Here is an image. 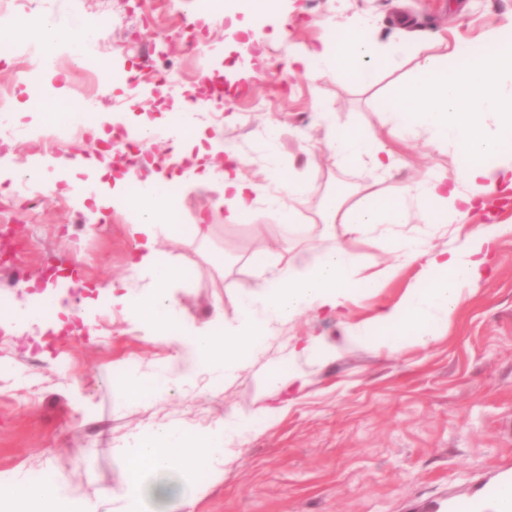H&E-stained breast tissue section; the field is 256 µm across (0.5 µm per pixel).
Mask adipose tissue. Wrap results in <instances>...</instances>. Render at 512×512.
<instances>
[{"label": "adipose tissue", "mask_w": 512, "mask_h": 512, "mask_svg": "<svg viewBox=\"0 0 512 512\" xmlns=\"http://www.w3.org/2000/svg\"><path fill=\"white\" fill-rule=\"evenodd\" d=\"M492 42L494 52L471 66L450 69L423 59L419 78L404 83L388 103L392 133L405 139L425 130L436 149L454 155L458 178L430 177L392 196L376 191L350 204L332 200L325 208L331 223L344 225L351 235L375 236L380 248L394 260L425 259L430 273L425 286L409 290L397 307L379 315V322L391 329L385 338H377L367 325L345 330L333 342L316 341L311 351L332 357L345 345H373L380 340L394 347L405 330L429 342L434 329L447 324L460 304L464 287L480 280L492 235L512 234L511 224L498 225L492 235L478 225L456 249L430 252L426 237L403 239L393 231L394 226L409 223L415 211L430 230L464 222L477 198L512 190V156L502 147L505 136L512 135V30L496 34ZM297 60L312 68L328 63L331 74L339 78L356 70L366 84L372 83L386 64L371 41L366 18L358 14L334 40L305 51ZM328 146L339 162L364 161L380 179L398 162L394 150L359 126L334 128ZM243 163L241 156L230 154L223 164L204 165L193 175L195 182L216 187V205L223 208L228 224L248 223L256 216L257 187L242 176ZM131 178L126 172L114 182L102 183L94 202L107 208L123 201L132 209L140 239L132 269L149 275L153 287L137 296L118 293L113 284L103 292L123 305L144 329L177 342L179 351L165 365L126 378L118 389L124 399L138 403L157 400L167 384L194 382L205 371L230 375L260 349L277 325L307 311L342 312L353 292L376 288L379 278L392 273L387 267L379 277H359L357 258L340 243L320 249L302 270L296 268L289 251L273 246L249 259L256 280L243 295L235 324L219 335L196 330L188 338H180L171 330L181 314L169 290L187 282V271L162 258L157 248L160 235L171 230L161 221L158 205L162 194L146 191L126 199L124 188ZM256 422V416L234 414L225 419L221 429L207 433L191 435L170 424L151 435L135 437L131 446L121 450L126 488L118 496L119 512H144L142 503L147 498L153 501L151 512H181L183 483L199 473L221 476L233 455V443ZM0 512L97 510L89 502L63 500L54 485L17 478L0 484Z\"/></svg>", "instance_id": "ef3b65f1"}]
</instances>
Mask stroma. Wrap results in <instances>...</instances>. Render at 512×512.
<instances>
[{
	"mask_svg": "<svg viewBox=\"0 0 512 512\" xmlns=\"http://www.w3.org/2000/svg\"><path fill=\"white\" fill-rule=\"evenodd\" d=\"M235 7L247 33L217 21L203 49L180 41L168 51L182 74L181 94L204 98L208 76L223 78V111L195 114L216 140L215 157L239 153L243 175L266 189L265 141L274 138L281 177L310 191L294 227H283L261 198L256 222H214L203 242L189 227L212 212L217 190L194 183L192 163L173 140L150 144L137 176H163L174 191L170 203L182 228L159 246L188 269L187 284L172 291L188 332L218 333L236 321L240 295L254 283L249 256L277 241L301 267L320 248L343 243L357 256L361 276H376L389 255L373 238L354 239L343 225L325 223L327 201L358 188L393 194L430 174L455 175L453 154L434 149L427 132L390 136L384 104L417 77L418 57L457 65L512 25V0H281L270 14L251 12L242 0ZM25 10L6 36L43 19L61 31H90L91 38L83 57L63 49L48 54L36 37L26 38L33 52L24 75L13 53L0 57V92L13 105L0 119L23 131L10 143L12 169L45 157L38 127L64 104H91L94 118L81 134H60L59 153L106 167L111 159L98 147V128L173 124L171 90L128 80L143 64L131 34L153 26L148 10L129 0H27ZM356 13L367 15L376 49L389 57L375 83L287 67L289 57L326 41ZM88 58L100 60L112 81L89 86L72 79ZM336 126L374 133L396 150L397 169L380 183L364 163L339 164L327 145ZM134 222L125 207L99 211L68 193L43 190L35 209L19 211L14 221L32 248L35 292L59 294L72 305L111 282L148 292L149 277L130 267L139 242ZM474 224L489 232L512 224V191L474 210L467 223L431 236L429 245L455 246ZM424 267L421 259L399 264L379 288L355 293L345 318L309 311L284 324L223 384L210 386L205 375L196 387L170 386L148 404L119 399L116 388L166 363L177 346L148 335L122 305L99 303L89 322L67 332L50 322L0 327V480L60 476L68 498L114 512L105 493L125 485L118 451L132 436L166 424L195 434L236 412L265 411L268 419L240 440L223 475L194 476L184 512H451L484 484L512 477V236L496 239L481 280L464 288L430 343L408 333L395 351L380 343L351 345L329 359L299 352L310 339L335 337L345 322L369 323L385 334L377 316L419 284ZM274 368L297 370L302 387H268L265 375Z\"/></svg>",
	"mask_w": 512,
	"mask_h": 512,
	"instance_id": "stroma-1",
	"label": "stroma"
}]
</instances>
